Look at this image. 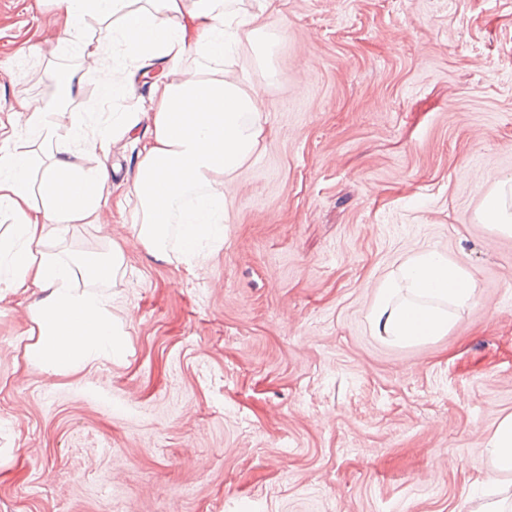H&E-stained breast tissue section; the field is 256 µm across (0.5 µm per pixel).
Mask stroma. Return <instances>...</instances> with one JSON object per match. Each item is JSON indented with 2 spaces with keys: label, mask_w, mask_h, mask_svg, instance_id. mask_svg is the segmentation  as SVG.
<instances>
[{
  "label": "stroma",
  "mask_w": 512,
  "mask_h": 512,
  "mask_svg": "<svg viewBox=\"0 0 512 512\" xmlns=\"http://www.w3.org/2000/svg\"><path fill=\"white\" fill-rule=\"evenodd\" d=\"M269 53L236 72L265 92L259 151L226 181L224 240L193 266L155 259L131 224H76L50 251L125 248L105 287L122 358L55 374L30 364L27 310L0 299V512H473L486 444L512 415V0H266ZM39 53H29L30 45ZM98 77L44 0H0V118ZM128 195L132 137L108 162ZM435 250L475 297L448 334L395 346L379 287ZM483 224L505 235H512V210L500 203L497 197L491 196L479 215Z\"/></svg>",
  "instance_id": "stroma-1"
}]
</instances>
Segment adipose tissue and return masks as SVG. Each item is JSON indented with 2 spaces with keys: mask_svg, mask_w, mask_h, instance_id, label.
<instances>
[{
  "mask_svg": "<svg viewBox=\"0 0 512 512\" xmlns=\"http://www.w3.org/2000/svg\"><path fill=\"white\" fill-rule=\"evenodd\" d=\"M61 33L90 69L99 72L98 106L132 100L110 122L72 123L68 140L58 130L64 112L21 99L10 135L0 139V217L12 232L0 239V292L43 293L29 312L34 338L25 355L56 374L119 359L124 346L101 287L124 272L122 244L110 242L104 259L88 262L47 251L71 225L97 224L106 209L125 215L124 199H110L107 161L131 133L139 113L151 128L138 151L131 214L136 240L156 259L169 260L170 227L179 232V261L199 255L202 241L224 233V180L258 150L264 136L259 90L246 88L223 62L241 41L258 42V16L245 0H53ZM111 19L102 37L85 38L86 16ZM150 77L146 95L136 93ZM45 155L33 164L18 137ZM92 155L86 166L83 155ZM85 293H78V285ZM476 284L461 264L432 250L410 258L401 282H384L371 319L391 344L416 345L446 335L454 308L474 297Z\"/></svg>",
  "mask_w": 512,
  "mask_h": 512,
  "instance_id": "obj_1",
  "label": "adipose tissue"
}]
</instances>
